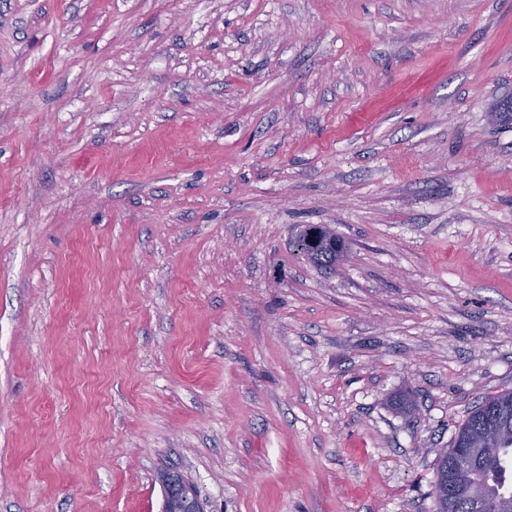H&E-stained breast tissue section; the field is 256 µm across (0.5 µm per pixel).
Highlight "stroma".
Masks as SVG:
<instances>
[{
  "mask_svg": "<svg viewBox=\"0 0 512 512\" xmlns=\"http://www.w3.org/2000/svg\"><path fill=\"white\" fill-rule=\"evenodd\" d=\"M510 98L512 0H0V512H435L512 390ZM325 226H310L298 238L308 239V260L320 267L332 268L341 259L344 245L339 238L325 233ZM166 512H202L198 496L189 483L180 475L172 493L168 496Z\"/></svg>",
  "mask_w": 512,
  "mask_h": 512,
  "instance_id": "35a3bbf8",
  "label": "stroma"
}]
</instances>
